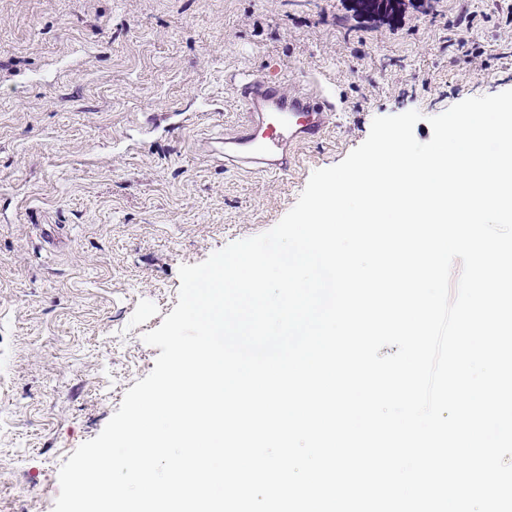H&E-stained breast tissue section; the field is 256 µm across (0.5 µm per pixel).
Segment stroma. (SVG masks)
<instances>
[{"mask_svg": "<svg viewBox=\"0 0 512 512\" xmlns=\"http://www.w3.org/2000/svg\"><path fill=\"white\" fill-rule=\"evenodd\" d=\"M512 0H430L405 24L340 0H0V512H53L58 473L154 367L144 343L178 303L179 268L270 230L313 171L378 116L429 117L512 90V27L447 21ZM315 77L342 100L287 175L225 166L244 72Z\"/></svg>", "mask_w": 512, "mask_h": 512, "instance_id": "stroma-1", "label": "stroma"}]
</instances>
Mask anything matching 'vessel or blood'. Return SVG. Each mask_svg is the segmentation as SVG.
Segmentation results:
<instances>
[{
	"mask_svg": "<svg viewBox=\"0 0 512 512\" xmlns=\"http://www.w3.org/2000/svg\"><path fill=\"white\" fill-rule=\"evenodd\" d=\"M238 91L243 119L224 137V161L260 175L287 174L295 149L321 138L342 109L326 87L292 89L269 75H245Z\"/></svg>",
	"mask_w": 512,
	"mask_h": 512,
	"instance_id": "1",
	"label": "vessel or blood"
}]
</instances>
